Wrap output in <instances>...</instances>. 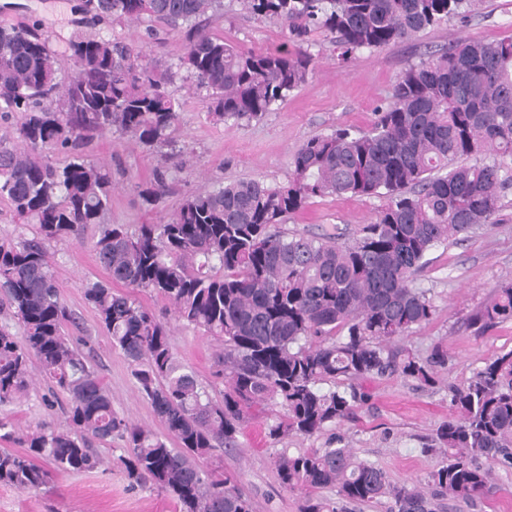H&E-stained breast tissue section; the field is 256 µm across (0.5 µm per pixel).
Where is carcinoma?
Segmentation results:
<instances>
[{
	"label": "carcinoma",
	"instance_id": "obj_1",
	"mask_svg": "<svg viewBox=\"0 0 512 512\" xmlns=\"http://www.w3.org/2000/svg\"><path fill=\"white\" fill-rule=\"evenodd\" d=\"M258 18L287 24L290 47L240 49L207 32L223 0H84L99 22H124L156 35L154 24L186 33L176 68L207 91L208 110L236 124L259 120L301 87L313 70V29L341 56L379 49L452 18L475 0H238ZM72 64L62 74L60 56ZM135 37L88 34L63 52L30 26L0 28V199L22 220L0 238V407L20 401L33 364L67 395L66 424L19 433L0 418V485L47 486L50 471L89 472L101 459L91 440L124 442L129 483L165 494L179 512H255L232 475L197 461L238 447L253 406L277 409L268 427L277 443L313 436L348 420L364 403L361 383L397 374L436 382L448 355L422 359L393 346L436 314L431 289L414 286L428 254L494 223L512 191V37L466 38L401 71L371 129L336 128L305 140L286 186L260 179L218 182L192 194L157 224L106 221L112 167L86 159L96 135L113 134L148 151L173 147L180 105ZM66 154L63 163L50 157ZM167 172L140 190L157 208ZM327 196L384 197L387 203L351 242L341 236L288 235L277 225ZM98 228L93 250L115 283L167 301L176 320L219 343L220 398L180 362L158 320L128 293L89 282L84 298L128 358L140 396L163 425L157 435L112 408L80 343L65 336L75 317L61 298L50 244ZM16 322L18 340L9 330ZM512 321V282L471 317L477 330ZM342 379L339 391L324 385ZM452 415L438 426L444 460L421 483L395 485L346 447L314 448L274 463L282 487L304 492L299 512H329L315 495L336 489L346 503L390 501V512H438L439 500L494 492L490 463L512 467V350L491 358L461 386L449 387Z\"/></svg>",
	"mask_w": 512,
	"mask_h": 512
}]
</instances>
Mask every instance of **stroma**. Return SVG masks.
Listing matches in <instances>:
<instances>
[{"label":"stroma","mask_w":512,"mask_h":512,"mask_svg":"<svg viewBox=\"0 0 512 512\" xmlns=\"http://www.w3.org/2000/svg\"><path fill=\"white\" fill-rule=\"evenodd\" d=\"M33 23L51 36L52 48L59 51L70 39L85 34L126 38L131 33L121 23H93L82 11V0H0V27ZM208 30L256 52L277 51L288 39L286 24L252 16L240 10L237 0H224L223 18L211 20ZM510 36L512 0H479L468 22L452 19L401 43L359 50L345 59L330 37L317 31L310 47L316 64L306 82L261 120L233 124L212 120L207 114L206 91L194 89L187 72L175 69L188 45L184 34L161 32L146 51L158 70L173 71L168 90L181 103L176 147L188 153L192 165L191 172L175 174L167 210H174L183 197L218 180L260 178L270 184L288 183L293 174L292 155L303 141L339 126L368 130L376 110L391 98L397 75L409 65L462 38L497 41ZM86 153L112 166L116 187L107 213L109 223L134 226L158 222L159 212L143 203L137 186L151 180L156 169L166 167L165 158L109 134L95 138ZM384 203L381 197L316 198L303 212L288 218L281 229L305 235L338 231L349 242ZM96 234V226L90 225L82 241L64 239L51 245L61 297L80 323L68 334L85 341L113 408L159 434L163 427L134 388L127 358L113 347L84 299L86 283L109 279L91 248ZM429 259L417 285L432 289L436 315L398 344L423 358L437 347L447 352L448 361L438 368L434 386H421L398 375L373 379L364 385L365 405L341 426L310 437L291 435L275 444L267 435L270 415L256 413L239 436L238 448L217 452L201 461V468L236 475L255 512H298L300 495L281 487L274 454L295 455L323 448L337 437L353 448L359 459L381 468L392 483L425 480L441 457L422 453L421 448L425 438L452 413L449 386L463 384L495 354L512 350V321L483 332L470 324L471 316L492 300L498 284L512 280V194L495 224L434 249ZM136 299L167 323L170 344L180 361L204 384L219 386L216 343L176 322L164 299L144 292L137 293ZM65 409L64 396L52 394L48 382L38 374L28 397L8 407L6 413L22 431L39 424H63ZM93 447L104 459L100 469L92 473L52 471L49 484L39 491L0 486V512H178L177 505L164 494L130 487L121 462V441H97ZM494 473L499 486L494 497L455 502L448 512H512V469L498 467Z\"/></svg>","instance_id":"35a3bbf8"}]
</instances>
